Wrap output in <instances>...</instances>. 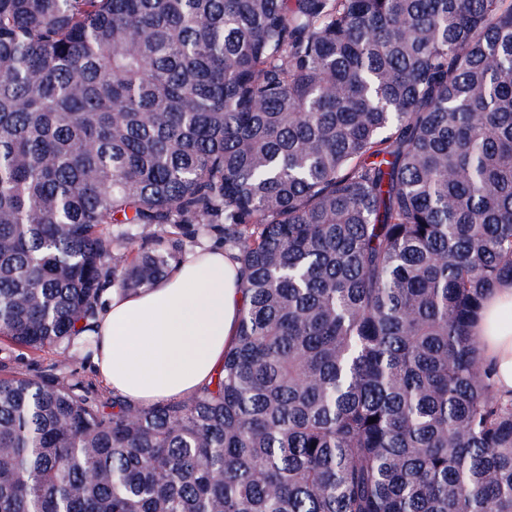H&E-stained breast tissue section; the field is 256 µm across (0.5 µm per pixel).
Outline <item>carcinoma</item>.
Wrapping results in <instances>:
<instances>
[{
	"label": "carcinoma",
	"instance_id": "cac0c4a2",
	"mask_svg": "<svg viewBox=\"0 0 512 512\" xmlns=\"http://www.w3.org/2000/svg\"><path fill=\"white\" fill-rule=\"evenodd\" d=\"M212 232L222 374H57ZM507 280L512 0H0V343L64 346L0 375V512H512ZM512 313V284L494 288L485 299L473 334L479 343L480 354L494 369L499 391H512V321L504 315Z\"/></svg>",
	"mask_w": 512,
	"mask_h": 512
}]
</instances>
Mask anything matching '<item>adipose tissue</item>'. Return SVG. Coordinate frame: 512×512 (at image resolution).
Segmentation results:
<instances>
[{"instance_id":"ef3b65f1","label":"adipose tissue","mask_w":512,"mask_h":512,"mask_svg":"<svg viewBox=\"0 0 512 512\" xmlns=\"http://www.w3.org/2000/svg\"><path fill=\"white\" fill-rule=\"evenodd\" d=\"M245 305L238 263L223 247L203 245L152 287L103 293L92 362L113 395L136 407L195 395L222 370ZM509 313L507 283L488 294L473 329L504 393L512 391Z\"/></svg>"}]
</instances>
